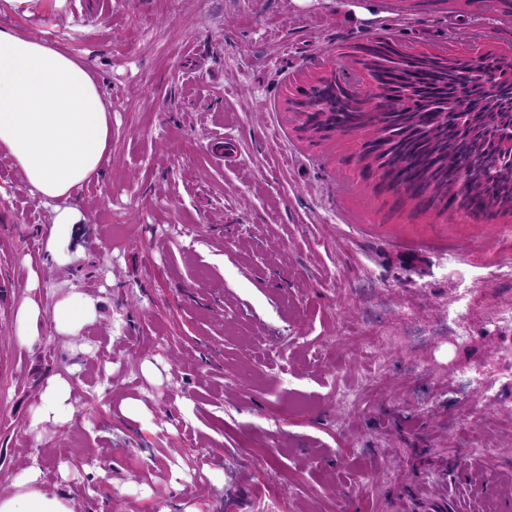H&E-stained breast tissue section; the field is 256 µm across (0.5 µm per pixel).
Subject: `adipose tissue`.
Returning <instances> with one entry per match:
<instances>
[{
	"label": "adipose tissue",
	"mask_w": 512,
	"mask_h": 512,
	"mask_svg": "<svg viewBox=\"0 0 512 512\" xmlns=\"http://www.w3.org/2000/svg\"><path fill=\"white\" fill-rule=\"evenodd\" d=\"M110 139V108L89 69L25 31L0 29V152L13 159L30 194L53 208L45 261L60 267L71 262L69 244L83 213L67 200L103 174ZM100 317L99 299L74 290L55 302L52 313L33 300L16 312L18 332L29 345L44 325L78 336ZM74 413L70 379L54 376L28 431L41 436L45 426L69 425ZM41 475L37 465L23 468L12 492L0 495V512H74L69 494Z\"/></svg>",
	"instance_id": "obj_1"
}]
</instances>
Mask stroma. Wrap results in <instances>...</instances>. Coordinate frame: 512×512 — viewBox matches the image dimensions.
Listing matches in <instances>:
<instances>
[{
    "label": "stroma",
    "mask_w": 512,
    "mask_h": 512,
    "mask_svg": "<svg viewBox=\"0 0 512 512\" xmlns=\"http://www.w3.org/2000/svg\"><path fill=\"white\" fill-rule=\"evenodd\" d=\"M372 16L350 19L353 8ZM20 28L86 63L112 105L106 174L77 190L70 265L43 262L53 211L0 153V477L36 460L82 512H458L512 500V223L385 216L362 136L315 143L288 98L332 55L385 37L512 54L413 0H40ZM232 137L237 166L213 148ZM104 317L72 338L17 334L30 273ZM467 343H458V334ZM479 372L494 395L469 391ZM70 427L27 434L47 380ZM358 393L342 402L349 385ZM136 417H128L123 402ZM108 461L99 479L100 461Z\"/></svg>",
    "instance_id": "stroma-1"
}]
</instances>
